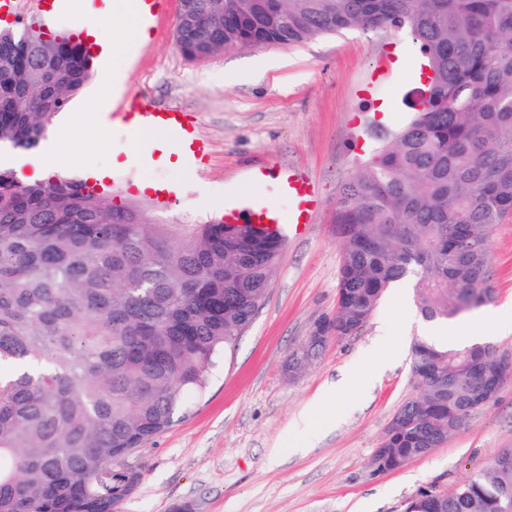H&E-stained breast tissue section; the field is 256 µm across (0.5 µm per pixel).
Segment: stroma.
Listing matches in <instances>:
<instances>
[{
  "mask_svg": "<svg viewBox=\"0 0 512 512\" xmlns=\"http://www.w3.org/2000/svg\"><path fill=\"white\" fill-rule=\"evenodd\" d=\"M125 0H23L15 31L28 25L75 35V16ZM178 0L155 18L122 73V95H145L159 110L192 113L210 158L191 169L162 150L132 148L126 123L100 132L93 86L54 118L48 139L66 133L52 177L86 180L107 200L133 201L159 224H216L228 197H255L280 211L292 201L275 178L253 171L299 169L314 182L320 207L302 231L281 225L284 250L255 319L227 349L207 389L189 396L165 431L132 456L143 471L115 512H404L421 490L449 493L502 449L512 448V379L475 411L447 443L390 472L372 459L400 406L415 392L411 347L426 322L414 301V278L388 288L356 333L329 340L303 370L288 356L336 311L343 242L333 220L340 186L360 149L400 129L423 86L400 57L419 58L403 29L350 30L298 45L225 50L201 61L175 46ZM374 106L363 111L362 97ZM106 168L99 181L88 168ZM153 187L139 191L137 180ZM495 298L483 306L484 335L512 355V217L491 237Z\"/></svg>",
  "mask_w": 512,
  "mask_h": 512,
  "instance_id": "1",
  "label": "stroma"
}]
</instances>
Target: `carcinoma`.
I'll use <instances>...</instances> for the list:
<instances>
[{
  "label": "carcinoma",
  "mask_w": 512,
  "mask_h": 512,
  "mask_svg": "<svg viewBox=\"0 0 512 512\" xmlns=\"http://www.w3.org/2000/svg\"><path fill=\"white\" fill-rule=\"evenodd\" d=\"M176 47L203 59L343 30H407L432 73L410 120L359 160L336 199L343 239L327 334L363 327L414 275L427 321L493 299L490 239L512 215V0H194ZM92 78L66 35L0 31V145L32 149ZM282 236L252 224H155L68 177L26 184L0 170V512H114L142 480L123 457L203 391L265 299ZM505 354L412 348L416 393L373 465L401 468L477 410ZM512 448L454 492L406 512H505Z\"/></svg>",
  "instance_id": "carcinoma-1"
}]
</instances>
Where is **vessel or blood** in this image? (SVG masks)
<instances>
[{"label":"vessel or blood","mask_w":512,"mask_h":512,"mask_svg":"<svg viewBox=\"0 0 512 512\" xmlns=\"http://www.w3.org/2000/svg\"><path fill=\"white\" fill-rule=\"evenodd\" d=\"M122 116L127 120L139 119L141 124L156 128L166 140L180 146H188L191 161H206L208 147L205 141L195 135L188 113L156 110L146 98L138 94L126 101ZM279 177L293 202L288 213H281L264 201L257 200L240 208L225 210V223L293 224L299 228L312 223L313 215L318 209L314 184L305 175L293 169L281 171Z\"/></svg>","instance_id":"vessel-or-blood-1"}]
</instances>
